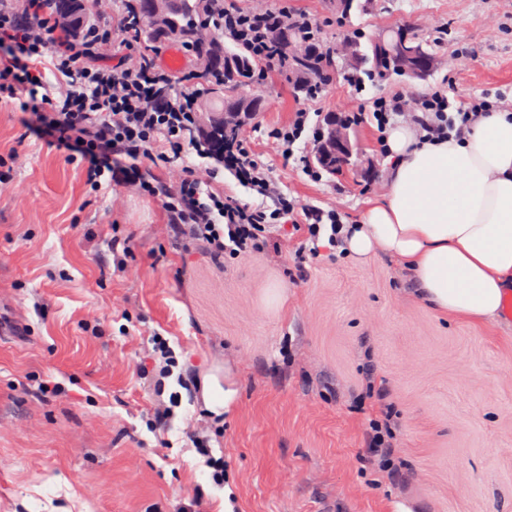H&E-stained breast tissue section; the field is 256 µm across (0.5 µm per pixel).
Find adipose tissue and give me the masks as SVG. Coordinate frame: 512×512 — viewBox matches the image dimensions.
Masks as SVG:
<instances>
[{
    "label": "adipose tissue",
    "instance_id": "1",
    "mask_svg": "<svg viewBox=\"0 0 512 512\" xmlns=\"http://www.w3.org/2000/svg\"><path fill=\"white\" fill-rule=\"evenodd\" d=\"M387 148V191L346 225V255L400 259L438 312L494 319L512 278V111L424 145L414 125H397Z\"/></svg>",
    "mask_w": 512,
    "mask_h": 512
}]
</instances>
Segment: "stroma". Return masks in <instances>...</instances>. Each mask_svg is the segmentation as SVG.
Listing matches in <instances>:
<instances>
[{"mask_svg": "<svg viewBox=\"0 0 512 512\" xmlns=\"http://www.w3.org/2000/svg\"><path fill=\"white\" fill-rule=\"evenodd\" d=\"M287 5L314 14L327 44L416 27L438 60L426 79L361 90L331 76L314 102L284 75L246 79L270 106L244 139L300 202L358 223L385 194L389 161L372 125L357 124L354 167L310 181L271 136L298 108L345 114L440 89L512 107V0H374L346 17L329 0ZM9 84L0 77V512H181L197 498L203 512H512V322L442 315L403 262L378 253L325 249L295 279L294 239L220 260L175 244L159 202L130 189L113 205L81 157L26 137ZM125 237L121 274L112 242ZM157 337L180 371L203 379L222 366L237 391L230 414L186 395L177 421L152 432ZM385 408L400 484L366 442ZM185 415L207 426V455L188 445ZM208 456L223 459L222 484Z\"/></svg>", "mask_w": 512, "mask_h": 512, "instance_id": "1", "label": "stroma"}]
</instances>
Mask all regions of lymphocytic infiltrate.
I'll return each mask as SVG.
<instances>
[{
  "label": "lymphocytic infiltrate",
  "mask_w": 512,
  "mask_h": 512,
  "mask_svg": "<svg viewBox=\"0 0 512 512\" xmlns=\"http://www.w3.org/2000/svg\"><path fill=\"white\" fill-rule=\"evenodd\" d=\"M10 2L0 0V74L18 80L16 93L30 111L25 121L28 134L59 151L88 155L91 172L107 174L104 189L113 203H120L122 192L141 184L145 169L161 166L168 182L149 188L148 194L160 201L173 241H193L217 259L275 252L281 247L275 229L286 222L310 254H319L324 244L332 249L342 245L344 221L339 211L300 206L272 180L241 138L226 140L222 154L214 156L202 142L203 129L184 125L196 106L193 88L184 71L162 63V48L144 47L131 26V0H96L87 19L108 27L111 36L95 43L81 42L71 28L58 24L52 0H24L17 14L10 12ZM220 3L224 16L214 19V26L223 27L225 37L243 41L272 71H284L285 62L266 38L271 27H320L314 14L290 10L275 0L248 9L238 0ZM45 63L56 72L59 97L42 92ZM493 108L485 98L461 104L437 91L419 102L412 118L420 141L435 142L464 133ZM404 109L403 97L378 96L370 111L352 113L350 121L373 122L383 150L388 130ZM272 136L283 157L290 158L297 142L317 144L324 130L300 109L287 124L274 128ZM191 153L198 156V163L184 164V156ZM224 169L261 196L262 204L231 195L218 197L212 184ZM151 359L158 395L153 417L160 430L172 420L180 391L196 393L200 382L194 375L176 372L175 358L166 346L153 348ZM171 378L178 389L170 393L166 386Z\"/></svg>",
  "instance_id": "lymphocytic-infiltrate-1"
}]
</instances>
